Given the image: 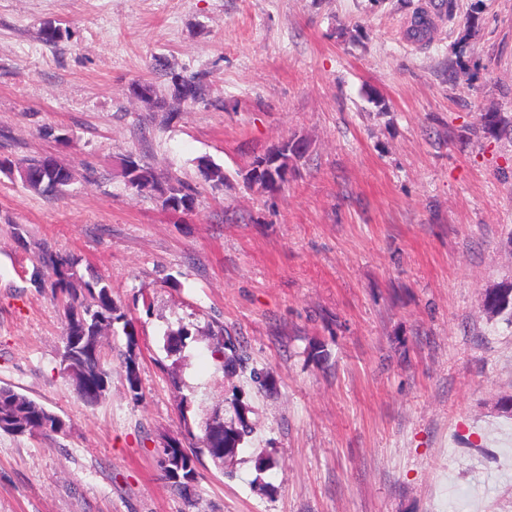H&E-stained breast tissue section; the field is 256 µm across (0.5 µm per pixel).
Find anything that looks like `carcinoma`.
Wrapping results in <instances>:
<instances>
[{
  "label": "carcinoma",
  "mask_w": 512,
  "mask_h": 512,
  "mask_svg": "<svg viewBox=\"0 0 512 512\" xmlns=\"http://www.w3.org/2000/svg\"><path fill=\"white\" fill-rule=\"evenodd\" d=\"M431 24L422 10L415 11L410 36L417 40L431 39ZM175 89L171 101L164 103L165 111L172 114L182 111L189 104H196L206 96V86L197 76L181 77L173 82ZM26 169L25 186L35 192L54 190L64 193L71 183L73 171L50 158L34 159L18 164ZM202 179L218 188L224 185V170L220 166L202 160L199 163ZM127 186L137 194L156 200L163 209L186 202L194 197L185 191L179 179L172 176L160 177L154 168L146 163L129 160L125 166ZM80 259L72 254H60L45 249L42 265L31 276L36 289L47 288L51 296L62 304L64 328L60 371L69 379L77 396L87 406L100 403L112 383V368L106 364L104 340L107 336L123 333L126 349L119 351L121 366L128 393L135 400L141 398L139 363L136 353L137 340L132 322L112 298V288L103 279L84 280L79 271ZM486 310L500 315L512 314V284H505L488 292ZM216 338L213 355L227 377L244 371L243 358L235 343L224 338V328L214 333ZM0 430L20 435L44 437L64 436L69 430L65 420L42 403L18 392L11 386H0ZM217 430L216 418L205 426L200 448H187L178 439L169 441V447L158 448L155 464L164 470L165 459L175 461L176 468L163 478L184 498L192 497L198 479L197 465L204 455L227 475L233 474L232 467L224 464L223 456L235 459L239 450L254 433V423H245L234 436V447L221 454L212 449L209 439Z\"/></svg>",
  "instance_id": "carcinoma-1"
}]
</instances>
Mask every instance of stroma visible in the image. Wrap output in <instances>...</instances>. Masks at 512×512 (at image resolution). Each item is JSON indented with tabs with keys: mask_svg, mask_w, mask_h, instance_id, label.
Wrapping results in <instances>:
<instances>
[{
	"mask_svg": "<svg viewBox=\"0 0 512 512\" xmlns=\"http://www.w3.org/2000/svg\"><path fill=\"white\" fill-rule=\"evenodd\" d=\"M428 6L0 0V159L74 171L54 195L0 170V385L69 425L0 431V512H512V415L497 408L512 317L482 302L512 282V135L482 118L512 116V0H457L430 41H410ZM461 57L481 67L449 81ZM175 74L202 77L206 101L164 112ZM294 137L308 150L285 187L247 188L253 161ZM130 159L178 178L193 211L129 190ZM45 246L110 283L140 400L121 335L97 406L62 375V308L30 282ZM220 326L272 390L225 377ZM236 388L255 432L233 476L203 458L184 499L155 450L201 437ZM267 453L277 464L257 473Z\"/></svg>",
	"mask_w": 512,
	"mask_h": 512,
	"instance_id": "35a3bbf8",
	"label": "stroma"
}]
</instances>
